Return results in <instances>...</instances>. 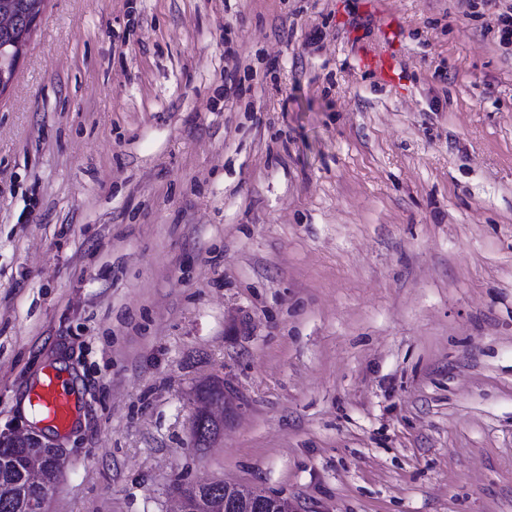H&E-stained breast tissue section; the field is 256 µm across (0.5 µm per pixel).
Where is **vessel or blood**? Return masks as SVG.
<instances>
[{
	"label": "vessel or blood",
	"instance_id": "vessel-or-blood-1",
	"mask_svg": "<svg viewBox=\"0 0 512 512\" xmlns=\"http://www.w3.org/2000/svg\"><path fill=\"white\" fill-rule=\"evenodd\" d=\"M80 401L69 380L56 372L46 373L29 399L42 422L59 434L73 426Z\"/></svg>",
	"mask_w": 512,
	"mask_h": 512
}]
</instances>
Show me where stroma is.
Listing matches in <instances>:
<instances>
[{"instance_id":"stroma-1","label":"stroma","mask_w":512,"mask_h":512,"mask_svg":"<svg viewBox=\"0 0 512 512\" xmlns=\"http://www.w3.org/2000/svg\"><path fill=\"white\" fill-rule=\"evenodd\" d=\"M504 13L48 0L0 97V432L57 363L82 393L46 512H168L177 478L512 512ZM215 381L224 391L222 395L213 397H199V406L196 415H202L215 422L219 426V431L224 427V421L234 411L231 402V393L224 384V378L214 377Z\"/></svg>"}]
</instances>
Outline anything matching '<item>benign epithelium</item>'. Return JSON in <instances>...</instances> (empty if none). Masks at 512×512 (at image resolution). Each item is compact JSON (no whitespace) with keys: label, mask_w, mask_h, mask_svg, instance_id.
Segmentation results:
<instances>
[{"label":"benign epithelium","mask_w":512,"mask_h":512,"mask_svg":"<svg viewBox=\"0 0 512 512\" xmlns=\"http://www.w3.org/2000/svg\"><path fill=\"white\" fill-rule=\"evenodd\" d=\"M46 2L47 0H38L35 4L33 19L26 33L13 43L0 47V61L3 62L0 66V96L7 92L14 81L18 63L27 50L32 32L43 14ZM213 381L224 389V393L219 396L199 398L197 414L208 418L222 428L224 421L234 411V406L231 402V393L226 390L224 379L215 377ZM2 441L24 449V453L17 462V468L21 471L26 486L44 489V495L28 500L26 512H44L49 483L40 466V453L41 450L46 449L55 454L58 467L62 470L67 463L64 450L53 444L45 445L42 436L35 431L23 434L1 432L0 442ZM231 500L243 502L249 512H298L296 504L284 496L274 495L255 487L226 482L224 483V502Z\"/></svg>","instance_id":"7a95c632"}]
</instances>
